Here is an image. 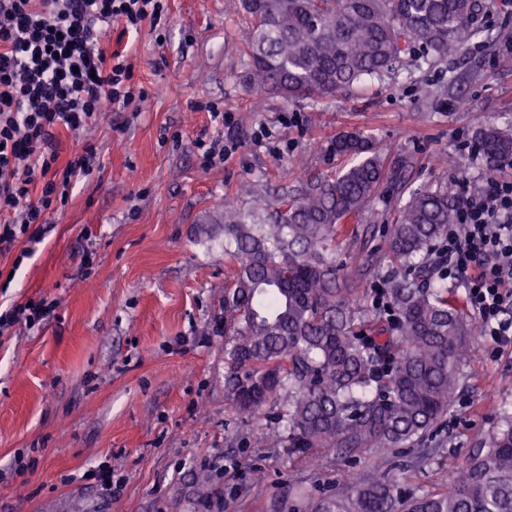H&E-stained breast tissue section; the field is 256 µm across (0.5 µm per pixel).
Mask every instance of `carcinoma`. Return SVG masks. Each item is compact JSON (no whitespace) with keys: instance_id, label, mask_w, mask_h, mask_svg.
I'll use <instances>...</instances> for the list:
<instances>
[{"instance_id":"cac0c4a2","label":"carcinoma","mask_w":512,"mask_h":512,"mask_svg":"<svg viewBox=\"0 0 512 512\" xmlns=\"http://www.w3.org/2000/svg\"><path fill=\"white\" fill-rule=\"evenodd\" d=\"M253 21L250 82L256 92L331 99L364 76H382L420 46L441 62L480 33L481 0H240ZM491 172L512 168V125L474 134ZM351 159L308 173L272 213L224 211V395L251 413L285 395L279 419L288 450L413 448L447 412L466 361L467 314L448 289L430 286L428 256L455 223L458 194L444 183L398 196L387 258L410 277L384 283L368 315L336 269V244L356 234L388 179L407 189L412 162L391 166L374 139L344 132L326 146ZM512 512V417L453 476L448 490L402 492L362 478L305 512Z\"/></svg>"}]
</instances>
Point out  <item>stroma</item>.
Returning a JSON list of instances; mask_svg holds the SVG:
<instances>
[{
	"mask_svg": "<svg viewBox=\"0 0 512 512\" xmlns=\"http://www.w3.org/2000/svg\"><path fill=\"white\" fill-rule=\"evenodd\" d=\"M479 36L447 61L415 50L350 95L252 106L251 24L237 0H169L172 27L157 37L113 24L102 42L124 50L147 93L77 135L59 130L61 160L82 141L100 169L74 182L31 257L0 255V309L47 297L55 315L38 331L0 336V512H303L307 500L372 474L403 475L405 491L437 493L512 415V350L469 336L472 357L447 414L413 450L293 454L279 406L252 413L224 397V227L232 202L259 209L309 171L336 167L328 142L372 136L386 158L411 157L415 189L486 182L475 131L512 121V0H483ZM231 113L238 139L202 166L198 143L216 133L210 108ZM383 183L341 242L342 274L365 304L389 271L384 227L395 212ZM93 247L92 268L84 250ZM124 478L120 495L94 479Z\"/></svg>",
	"mask_w": 512,
	"mask_h": 512,
	"instance_id": "obj_1",
	"label": "stroma"
}]
</instances>
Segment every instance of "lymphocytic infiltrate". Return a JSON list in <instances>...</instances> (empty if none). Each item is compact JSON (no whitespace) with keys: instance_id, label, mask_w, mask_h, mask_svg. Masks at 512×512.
<instances>
[{"instance_id":"lymphocytic-infiltrate-1","label":"lymphocytic infiltrate","mask_w":512,"mask_h":512,"mask_svg":"<svg viewBox=\"0 0 512 512\" xmlns=\"http://www.w3.org/2000/svg\"><path fill=\"white\" fill-rule=\"evenodd\" d=\"M146 21L165 28L167 0H0V254H14L15 264L32 255L72 182L94 170L90 143L60 162L57 131L79 132L114 106L145 100L126 54L100 43L106 25L130 32ZM434 266L464 288L493 349H512L511 179L462 186L458 222ZM55 308L44 298L11 305L0 312V335L18 325L40 328Z\"/></svg>"}]
</instances>
